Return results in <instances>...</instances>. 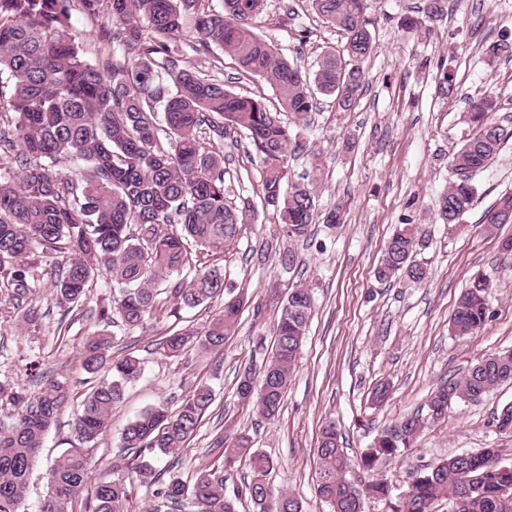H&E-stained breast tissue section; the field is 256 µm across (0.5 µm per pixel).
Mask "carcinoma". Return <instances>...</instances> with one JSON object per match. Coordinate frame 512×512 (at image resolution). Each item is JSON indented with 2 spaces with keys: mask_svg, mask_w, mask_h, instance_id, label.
<instances>
[{
  "mask_svg": "<svg viewBox=\"0 0 512 512\" xmlns=\"http://www.w3.org/2000/svg\"><path fill=\"white\" fill-rule=\"evenodd\" d=\"M70 2L0 0V73L9 78L8 147L13 151L9 160H0V275L20 308L19 326L37 332L44 317L28 301L41 287L34 257L60 259L52 294L61 308L83 305L99 276L110 288L108 302L94 311L103 328L84 345L82 367L94 376L108 366L112 379L92 386L82 402L73 441L48 472L38 512H68L89 479L93 447L106 433L112 410L123 402L125 385L141 376L142 362L133 355L108 362L107 326L118 319L132 329L143 327L158 309L160 286L173 275L179 276L169 289L174 313L224 294V270L198 262L224 253L238 238L246 214L226 198L218 144L205 149L196 131L205 126L221 139L229 127L247 133L262 165L264 202L279 211L288 237H306L316 221L312 185L294 183L288 194L282 192L293 151L288 124L270 111L265 98L242 97L224 81L201 76L180 42L187 23L196 34L193 52L231 54L244 72L266 80L282 111L295 118L312 111L313 85L335 96L339 109L351 110L363 90V64L376 50L369 0H311L316 14L345 39L342 49L321 56L311 78L255 31L264 0H221L217 6L213 0H77L83 14H106L112 21L96 35L109 58L93 64L72 32ZM486 55L492 61L512 58V43L494 42ZM493 112L491 100L472 101L463 118L473 134L448 155L455 179L440 196L438 212L452 227L477 195L473 176L487 169L512 138V130ZM63 160L76 165L78 173L60 172ZM508 213L512 194L496 201L485 224H512L505 220ZM418 246L419 227L408 219L387 240L376 277L425 280L428 271L416 259ZM488 288L490 280L480 275L461 294L450 320L455 335L473 336L483 329ZM242 307V299L228 300L201 330L164 337L163 355L177 356L191 344L203 351L223 348ZM312 308L309 289H290L281 301L271 357L260 372L248 368L239 379V398L266 420L282 406ZM508 381L511 350L489 354L460 377L439 383L427 401V414L409 415L383 430L361 455L357 467L374 476L363 489L350 483L336 425L326 423L318 438L316 495L330 512H364L368 495L385 501L387 512H431L441 498L453 502L455 512H512V466L503 467L499 448L456 453L424 465L396 496L378 477L379 467L411 447L427 424L445 420L454 406L477 402ZM68 399L69 388L58 379L45 380L29 397L0 381V512H24L30 471ZM212 402L211 388L200 385L174 413L159 403L136 415L123 429L119 450L132 458L131 476L155 486L156 496L173 512L186 507L189 512H236L234 500L224 495V482L246 460L250 479L236 496L250 499L257 512H304L294 495L268 493L275 462L242 434L223 448L222 464L199 469L192 484L164 479L156 464H178ZM127 498L125 478L102 477L88 512H124Z\"/></svg>",
  "mask_w": 512,
  "mask_h": 512,
  "instance_id": "1",
  "label": "carcinoma"
}]
</instances>
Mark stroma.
Masks as SVG:
<instances>
[{
    "label": "stroma",
    "mask_w": 512,
    "mask_h": 512,
    "mask_svg": "<svg viewBox=\"0 0 512 512\" xmlns=\"http://www.w3.org/2000/svg\"><path fill=\"white\" fill-rule=\"evenodd\" d=\"M424 3L369 0L377 52L365 64L363 96L343 112L333 97L315 93L313 112L293 127L297 146L288 161L290 182L300 181L312 154H321L318 208L325 214L342 207V223L313 224L299 241L284 237L276 212L262 200L250 140L241 131L227 133L228 198L236 207L250 203L251 210L238 240L217 260L224 270V297L175 314L162 307L143 329L110 327V357L137 356L143 374L128 384L124 402L113 410L108 431L95 446L94 476L125 475L117 449L125 425L137 414L161 401L177 409L197 386L207 385L214 400L185 444L178 475L188 480L216 464L217 439L244 433L276 462L268 477L272 495L287 491L302 500L306 512H328L314 488L324 422L335 423L346 455L358 460L378 433L422 408L442 379L488 354L512 349V256L501 251L502 240L512 237V224L493 231L484 224L495 200L512 192V140L476 175L478 196L458 228L442 224L436 206L452 178L448 153L471 133L462 121L469 100L490 99L496 117L512 126V59L491 63L485 54L492 42H512V0H448L443 16L433 21L425 19ZM407 16L420 19L418 30L402 28ZM256 27L309 75L323 52L342 42L307 0H266ZM191 60L201 73H219L233 92L265 97L269 109H278L272 86L240 73L229 54L217 59L195 54ZM218 60L224 63L219 71ZM446 72L455 83L449 95L441 89ZM407 217L419 226L417 258L428 276L420 283L402 277L380 283L374 270L383 246ZM481 274L493 282L486 295L489 319L479 335L461 339L452 334L450 317L461 292ZM299 285L313 293V314L280 413L265 421L242 405L237 381L245 368H260L270 356L280 301ZM8 293L0 288V379L18 382L29 393L44 377H64L71 391L30 474L26 508L33 512L46 492L49 469L72 436L81 401L94 380L110 377L105 370L90 376L81 365L83 345L94 329L92 314L106 291L93 286L87 303L66 312L53 300L50 281H43L36 300L45 317L33 336L19 329ZM235 298L242 299L243 308L224 349L204 352L191 346L177 357L160 354L164 336L202 328L224 300ZM32 361L38 362V373L27 371ZM380 382L389 383L391 391L375 408L369 394ZM510 403L512 384L506 383L479 403L455 407L445 421L426 428L412 448L387 461L381 478L398 493L417 467L454 453L499 448L512 459V435L498 432L493 420Z\"/></svg>",
    "instance_id": "obj_1"
}]
</instances>
